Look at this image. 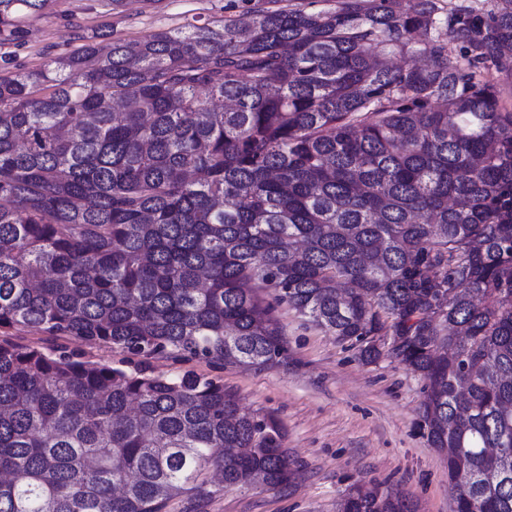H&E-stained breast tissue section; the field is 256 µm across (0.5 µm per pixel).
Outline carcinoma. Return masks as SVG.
I'll list each match as a JSON object with an SVG mask.
<instances>
[{
	"mask_svg": "<svg viewBox=\"0 0 512 512\" xmlns=\"http://www.w3.org/2000/svg\"><path fill=\"white\" fill-rule=\"evenodd\" d=\"M53 2L0 0V45ZM323 2L0 75V335L260 368L278 304L367 363L390 337L451 512H512V0ZM285 439L191 370L0 341V512H167L212 472L276 489ZM339 512L417 506L353 487ZM1 339H8L19 345H28L41 348L46 352H52L60 347H67L83 354L85 359L96 362L118 365L123 355L106 344H93L76 338L43 336L27 331H13L12 336H1Z\"/></svg>",
	"mask_w": 512,
	"mask_h": 512,
	"instance_id": "1",
	"label": "carcinoma"
}]
</instances>
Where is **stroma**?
<instances>
[{
  "instance_id": "obj_1",
  "label": "stroma",
  "mask_w": 512,
  "mask_h": 512,
  "mask_svg": "<svg viewBox=\"0 0 512 512\" xmlns=\"http://www.w3.org/2000/svg\"><path fill=\"white\" fill-rule=\"evenodd\" d=\"M258 5L259 0H55L15 43L0 46V74L42 68L84 44H105L110 36L139 40L190 23L235 18ZM276 314L287 349L284 364L249 369L203 359L149 362L158 374L192 370L222 380L242 410L272 412L287 430L285 446L299 464L295 480L278 489H225L205 512H337L359 482L402 492L418 512H449L454 490L447 459L429 446L419 417L422 379L392 358L364 363L286 306ZM11 340L47 352L65 347L112 365L121 359L108 345L73 337L17 331Z\"/></svg>"
}]
</instances>
